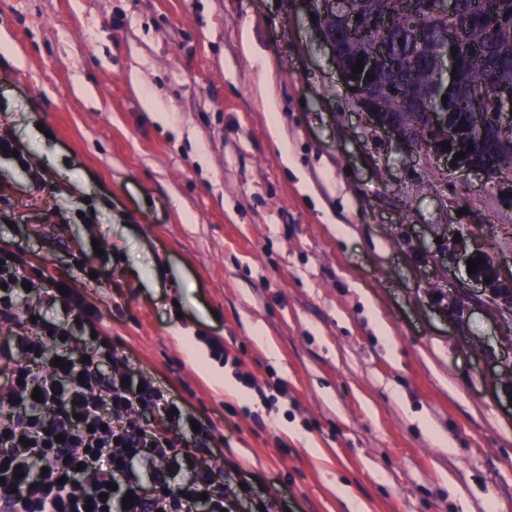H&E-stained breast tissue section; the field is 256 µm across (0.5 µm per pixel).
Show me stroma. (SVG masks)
Returning <instances> with one entry per match:
<instances>
[{
	"label": "stroma",
	"instance_id": "obj_1",
	"mask_svg": "<svg viewBox=\"0 0 512 512\" xmlns=\"http://www.w3.org/2000/svg\"><path fill=\"white\" fill-rule=\"evenodd\" d=\"M1 34L0 246L213 466L290 512H512V309L452 260L512 278V183L375 131L306 0H0Z\"/></svg>",
	"mask_w": 512,
	"mask_h": 512
}]
</instances>
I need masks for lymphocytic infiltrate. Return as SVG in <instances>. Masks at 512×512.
Listing matches in <instances>:
<instances>
[{
	"mask_svg": "<svg viewBox=\"0 0 512 512\" xmlns=\"http://www.w3.org/2000/svg\"><path fill=\"white\" fill-rule=\"evenodd\" d=\"M31 281L0 248V512H286L215 471L214 425L185 439L190 413L138 381L73 288Z\"/></svg>",
	"mask_w": 512,
	"mask_h": 512,
	"instance_id": "obj_1",
	"label": "lymphocytic infiltrate"
}]
</instances>
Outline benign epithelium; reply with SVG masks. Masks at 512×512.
<instances>
[{
    "label": "benign epithelium",
    "instance_id": "benign-epithelium-1",
    "mask_svg": "<svg viewBox=\"0 0 512 512\" xmlns=\"http://www.w3.org/2000/svg\"><path fill=\"white\" fill-rule=\"evenodd\" d=\"M317 19L328 17L336 22V38L325 34L321 39L336 66L341 85L348 91L354 108L366 113L373 126L388 137L403 141L410 147L423 149L426 155L444 161L450 173L479 172L487 178L501 182L512 176L502 165L504 155L512 153V81L508 79L476 78L469 81L463 93L462 107L468 121L461 122L453 109L442 103L419 111L414 125L419 131L417 139L403 130V120L391 117L383 102L398 93L396 87H378L371 75L380 66L393 74L400 71L399 63L391 58L383 35L393 27L395 11L392 8L364 11L351 8V0H319ZM402 10L412 18L417 42L423 41L422 28L426 17L433 13L446 20L456 14V0H402ZM487 29L493 31L512 23L507 15L488 12L479 17ZM470 48L461 46L456 56L443 54L436 62L435 78L442 89L456 82L458 61L466 58ZM361 61L362 72L355 74L356 61ZM447 141L450 149L442 142ZM465 157L455 159V153ZM487 296L495 301L499 290H512V281L503 279L491 269L487 277L480 278Z\"/></svg>",
    "mask_w": 512,
    "mask_h": 512
}]
</instances>
